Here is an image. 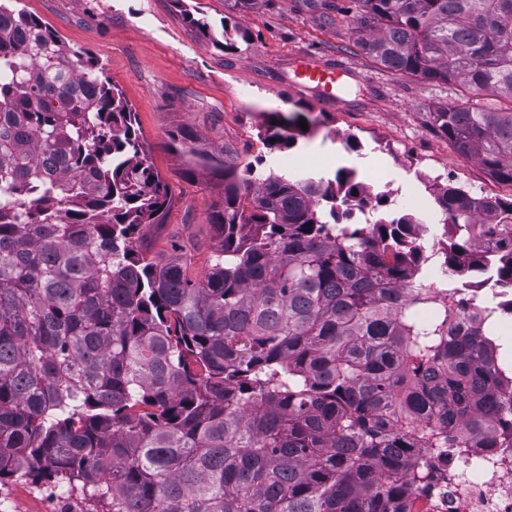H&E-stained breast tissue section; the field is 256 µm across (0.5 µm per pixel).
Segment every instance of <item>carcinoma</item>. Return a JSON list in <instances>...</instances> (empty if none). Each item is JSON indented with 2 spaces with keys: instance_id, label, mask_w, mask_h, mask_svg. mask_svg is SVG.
<instances>
[{
  "instance_id": "obj_1",
  "label": "carcinoma",
  "mask_w": 512,
  "mask_h": 512,
  "mask_svg": "<svg viewBox=\"0 0 512 512\" xmlns=\"http://www.w3.org/2000/svg\"><path fill=\"white\" fill-rule=\"evenodd\" d=\"M353 44L380 69L512 103V0H352ZM262 113L267 145L312 134ZM423 124L512 186V107L450 104ZM170 146L220 178L216 248L198 280L135 245L164 223L168 186L104 68L0 3V484L80 491L103 512H408L448 479L455 448H512V380L490 317L451 281L502 244L512 199L477 209L457 185L447 279L405 215L349 222L367 194L348 167L253 173L236 150ZM433 461L413 465L420 449Z\"/></svg>"
}]
</instances>
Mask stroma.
<instances>
[{"instance_id": "35a3bbf8", "label": "stroma", "mask_w": 512, "mask_h": 512, "mask_svg": "<svg viewBox=\"0 0 512 512\" xmlns=\"http://www.w3.org/2000/svg\"><path fill=\"white\" fill-rule=\"evenodd\" d=\"M18 6L71 46L91 51L122 90L171 198L164 223L141 228L137 249L157 262L181 259L189 278L203 275L215 246L211 212L218 195L207 171L189 169L185 156L168 149L179 125L193 128L208 149L231 146L241 161L264 162L280 174L304 165L330 178L340 167H356L358 180L387 193L381 212L387 219L409 213L425 224L438 221L435 204L415 193L402 171L410 163L443 183L453 166L470 191L512 196V187L422 124L427 108L458 101L476 108L482 97L380 70L352 51L353 19L335 9L309 0H256L241 12L225 0H19ZM189 12L218 32L248 29L249 38L221 48L187 22ZM304 56L351 69L341 79L342 106L325 107L314 92L294 87L295 63ZM265 112H300L318 125L293 146L270 147L258 137Z\"/></svg>"}]
</instances>
